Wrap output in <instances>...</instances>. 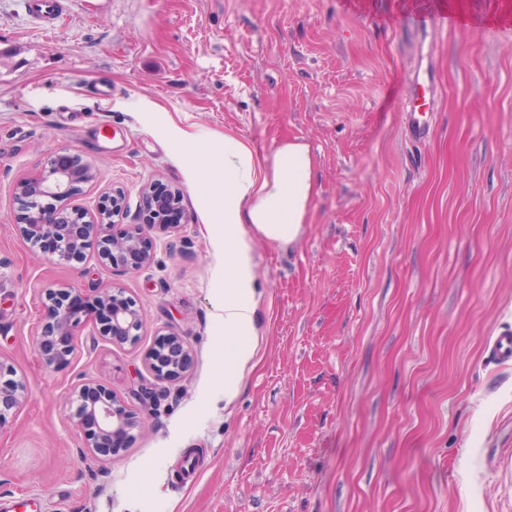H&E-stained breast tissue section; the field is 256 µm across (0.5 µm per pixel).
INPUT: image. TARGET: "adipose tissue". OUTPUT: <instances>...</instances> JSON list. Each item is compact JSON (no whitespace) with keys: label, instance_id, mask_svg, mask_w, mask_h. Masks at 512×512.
<instances>
[{"label":"adipose tissue","instance_id":"adipose-tissue-1","mask_svg":"<svg viewBox=\"0 0 512 512\" xmlns=\"http://www.w3.org/2000/svg\"><path fill=\"white\" fill-rule=\"evenodd\" d=\"M188 166L193 190L205 191L214 202L213 221L221 228L224 294L214 308L224 320V399L229 402L239 391L256 334L252 242L259 237L283 247L297 240L307 222L316 163L303 142H284L262 154L228 137L223 147L210 149L205 164L192 159Z\"/></svg>","mask_w":512,"mask_h":512}]
</instances>
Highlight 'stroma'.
I'll return each instance as SVG.
<instances>
[{"instance_id": "obj_1", "label": "stroma", "mask_w": 512, "mask_h": 512, "mask_svg": "<svg viewBox=\"0 0 512 512\" xmlns=\"http://www.w3.org/2000/svg\"><path fill=\"white\" fill-rule=\"evenodd\" d=\"M436 9L512 17V0H68L44 34L0 0V360L28 401L0 429V500L39 512H512V31L411 26ZM110 86L99 102L96 87ZM427 126L413 136L409 118ZM267 151L309 145L308 222L253 242L255 352L224 400V253L207 199L165 124ZM69 150L95 178L69 204L151 182L183 192L187 223L151 262L83 272L17 229V184ZM115 289L137 344L84 332L70 363L36 353L45 286ZM194 356L157 385L160 330ZM112 388L140 425L107 462L81 461L69 403ZM197 473L180 480L184 458ZM488 353L496 363L512 362V332L504 331L496 336L489 345Z\"/></svg>"}]
</instances>
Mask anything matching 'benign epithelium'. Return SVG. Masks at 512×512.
<instances>
[{"mask_svg": "<svg viewBox=\"0 0 512 512\" xmlns=\"http://www.w3.org/2000/svg\"><path fill=\"white\" fill-rule=\"evenodd\" d=\"M93 179L91 164L61 151L50 160L48 170L18 183L19 194L27 199L26 211L17 224L21 237L74 268L95 256L113 269L136 271L153 257L150 231L186 223L180 192L156 185L145 188L140 223L133 229H115L114 218L123 213V199L118 193L100 202L94 218L62 206ZM46 198L57 205L43 204ZM43 295L36 350L47 367L69 364L88 327L92 334L113 344L138 341L143 325L140 311L120 291L93 290L91 303L102 310L100 314L83 307L82 298L70 288L47 286ZM145 364L157 382H171L191 368L193 355L184 337L161 332L146 352ZM27 395L24 383L14 379L13 369L0 362V427L6 423L8 412L22 406ZM73 403L76 427L83 436L86 453L94 460L109 459L119 452L139 425L137 413L102 383L80 384Z\"/></svg>", "mask_w": 512, "mask_h": 512, "instance_id": "7a95c632", "label": "benign epithelium"}]
</instances>
